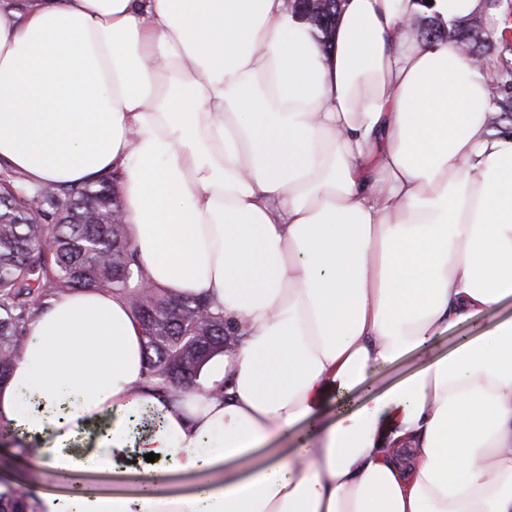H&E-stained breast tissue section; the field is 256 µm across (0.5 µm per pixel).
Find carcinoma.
<instances>
[{
    "instance_id": "cac0c4a2",
    "label": "carcinoma",
    "mask_w": 512,
    "mask_h": 512,
    "mask_svg": "<svg viewBox=\"0 0 512 512\" xmlns=\"http://www.w3.org/2000/svg\"><path fill=\"white\" fill-rule=\"evenodd\" d=\"M294 13L324 32L337 12H320L296 0ZM425 41H452L475 56L494 46V28L471 24L445 28L427 19ZM512 69L504 67L490 86L499 119L512 121ZM123 209L114 177L70 187L19 190L0 178V382L20 358L27 323L56 297L93 287L126 298L143 327L145 369L160 389L177 392L195 382L204 364L224 353V312L203 298L179 296L145 281L126 225L112 223ZM22 488L0 490V512H23Z\"/></svg>"
}]
</instances>
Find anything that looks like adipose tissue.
<instances>
[{
  "instance_id": "ef3b65f1",
  "label": "adipose tissue",
  "mask_w": 512,
  "mask_h": 512,
  "mask_svg": "<svg viewBox=\"0 0 512 512\" xmlns=\"http://www.w3.org/2000/svg\"><path fill=\"white\" fill-rule=\"evenodd\" d=\"M479 14L342 0L326 48L287 0H0V161L29 187L116 176L145 278L235 337L170 394L122 296L42 308L0 421L32 470L154 488L27 512H512V131L485 65L415 29ZM486 322L487 321L484 317H479L475 321L466 322L451 329L448 331L446 336H442L432 342L417 357L400 364L394 369L378 373L375 376V385L384 386L401 374L417 368L419 365L429 361L430 359L447 354L448 351L464 339L477 335L480 327ZM147 477L148 475L144 473L127 477L114 476L111 474H88L86 479L101 483L112 489V492L133 493Z\"/></svg>"
}]
</instances>
